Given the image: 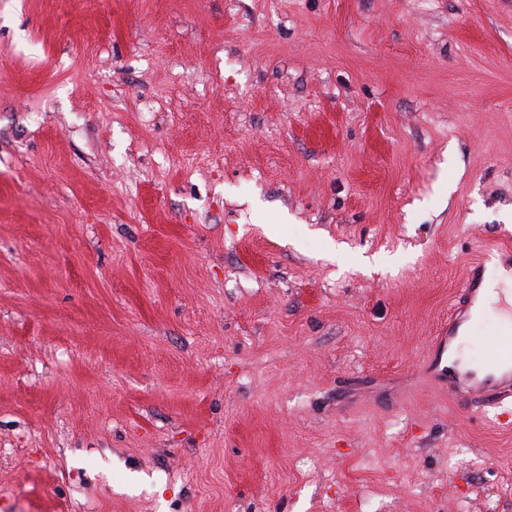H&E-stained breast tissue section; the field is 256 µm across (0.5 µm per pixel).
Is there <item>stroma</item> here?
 Returning <instances> with one entry per match:
<instances>
[{
  "label": "stroma",
  "mask_w": 512,
  "mask_h": 512,
  "mask_svg": "<svg viewBox=\"0 0 512 512\" xmlns=\"http://www.w3.org/2000/svg\"><path fill=\"white\" fill-rule=\"evenodd\" d=\"M510 234L512 0H0V512H512ZM482 264L483 261H478L471 266L467 280L459 296L450 307L448 314V331L444 328L445 330L440 333L442 336H436L433 353L428 362V367L431 368L433 373L438 372V374L446 376L443 372L444 369H440L445 348L447 344L449 345L450 342L456 338L458 326L463 321L467 309L474 303L480 293L485 271V267L481 266ZM486 363L503 369L499 378L489 376L483 380L471 376H448V395L457 406L467 411L500 406L506 399L512 400V333L502 329L493 353Z\"/></svg>",
  "instance_id": "stroma-1"
}]
</instances>
